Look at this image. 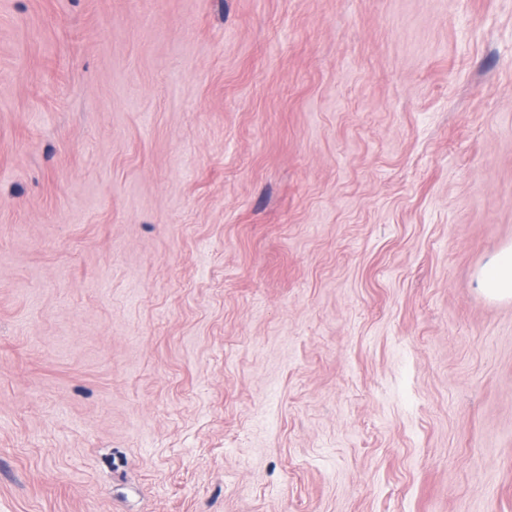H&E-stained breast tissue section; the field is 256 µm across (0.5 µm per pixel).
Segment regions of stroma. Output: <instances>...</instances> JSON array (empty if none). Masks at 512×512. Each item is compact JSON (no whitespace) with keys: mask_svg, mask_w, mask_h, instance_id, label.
Segmentation results:
<instances>
[{"mask_svg":"<svg viewBox=\"0 0 512 512\" xmlns=\"http://www.w3.org/2000/svg\"><path fill=\"white\" fill-rule=\"evenodd\" d=\"M512 0H0V512H512ZM478 287L488 297L497 300L512 298V247L502 249L484 267L477 278Z\"/></svg>","mask_w":512,"mask_h":512,"instance_id":"35a3bbf8","label":"stroma"}]
</instances>
